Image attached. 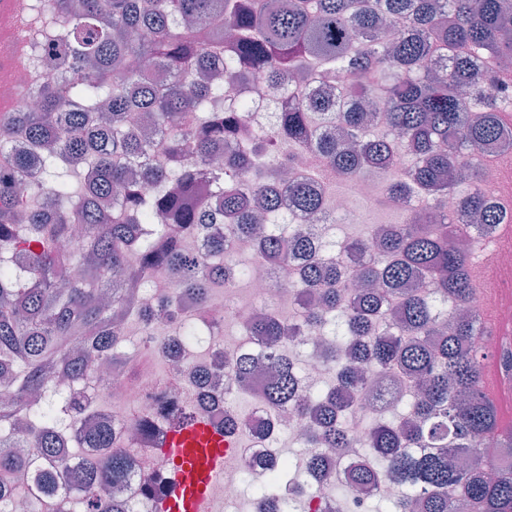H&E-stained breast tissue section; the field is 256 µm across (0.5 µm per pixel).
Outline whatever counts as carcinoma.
<instances>
[{"mask_svg": "<svg viewBox=\"0 0 512 512\" xmlns=\"http://www.w3.org/2000/svg\"><path fill=\"white\" fill-rule=\"evenodd\" d=\"M45 2L29 41V63L44 72L28 88L37 108L0 114V387L11 396L0 402V491L67 499L79 460L88 495L115 489L98 512H131L120 493L131 461L114 447L119 430L99 427L98 459L71 452L72 442L82 447L71 418L97 403L59 379L94 380L98 353L133 324L160 349L154 331L166 323L193 335L175 293L139 307L133 289L151 269L172 270L178 292L205 308L229 263L246 273L226 251L227 225L256 239L258 254L300 265L284 287L304 307L302 323L261 312L247 332L285 347L270 362L266 402L314 420L308 447L354 453L341 484L386 502L376 512H512V456H503L512 430L499 431L500 408L483 391L485 327L469 312L473 252L448 245L468 232L492 238L503 221L470 151L512 152L493 66L512 60V0ZM254 72L288 88V109L270 132L230 148ZM306 143L341 176L401 167L405 178L387 182L384 199L415 190L435 209L377 239L337 241L335 259L300 233L255 238L257 210L280 224L290 203L309 217L323 207L305 179L280 180V152ZM120 157L141 163L154 195L128 181ZM114 194L117 205L102 210ZM78 226L80 247L58 246ZM191 233L206 240L201 257L182 249ZM363 248L376 259L358 276L378 287L354 291L342 259ZM336 325L318 352L334 381L303 395L302 366L286 347L303 326ZM255 369L243 357L233 373L245 384ZM376 369L400 374L407 396L399 402L378 386L380 408L355 448L356 398ZM321 469L311 453L304 467L283 465L257 488L260 512H273L283 485L301 493L305 475ZM385 480L401 494L374 492Z\"/></svg>", "mask_w": 512, "mask_h": 512, "instance_id": "carcinoma-1", "label": "carcinoma"}]
</instances>
